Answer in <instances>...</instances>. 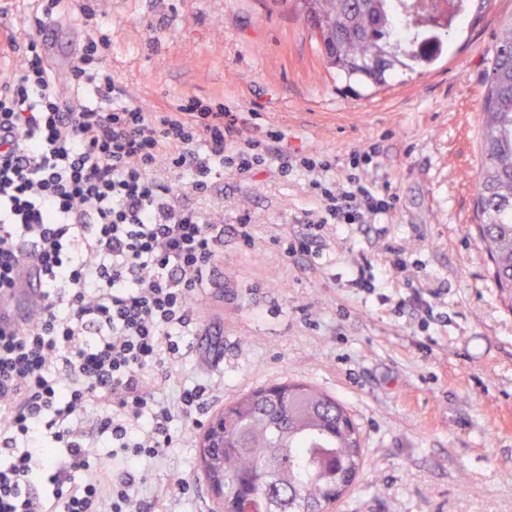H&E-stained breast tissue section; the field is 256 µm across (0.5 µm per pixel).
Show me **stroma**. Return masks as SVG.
Listing matches in <instances>:
<instances>
[{"label": "stroma", "instance_id": "35a3bbf8", "mask_svg": "<svg viewBox=\"0 0 512 512\" xmlns=\"http://www.w3.org/2000/svg\"><path fill=\"white\" fill-rule=\"evenodd\" d=\"M80 2L112 40L105 65L143 107L221 102L342 159L380 141L378 179L399 198L381 225H328L323 251L294 260L284 250L308 205L302 180L259 175L202 200L222 212L224 236L181 370L213 399L151 472V512H213L202 423L283 381L336 398L360 431L364 464L334 512H512V307L478 241L474 191L485 62L512 0H494L457 42L443 19L417 25L411 71L380 90L338 75L300 18L262 0ZM84 34L77 13L56 26L45 51L57 70ZM245 216L250 245L236 233ZM387 241L417 261L416 287L441 289V320L424 328L415 309L395 312L409 292L385 270ZM362 253L370 292L349 284Z\"/></svg>", "mask_w": 512, "mask_h": 512}]
</instances>
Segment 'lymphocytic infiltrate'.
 Wrapping results in <instances>:
<instances>
[{
    "label": "lymphocytic infiltrate",
    "mask_w": 512,
    "mask_h": 512,
    "mask_svg": "<svg viewBox=\"0 0 512 512\" xmlns=\"http://www.w3.org/2000/svg\"><path fill=\"white\" fill-rule=\"evenodd\" d=\"M70 10L39 0L34 31L6 38L25 52L0 84V300L30 262L43 286L27 324H0V512H144L149 470L211 398L173 378L224 234L195 199L302 173L293 258L321 248L326 225L377 223L397 195L370 177L378 143L341 162L222 104L144 109L103 67L105 34L57 79L40 35Z\"/></svg>",
    "instance_id": "obj_1"
}]
</instances>
